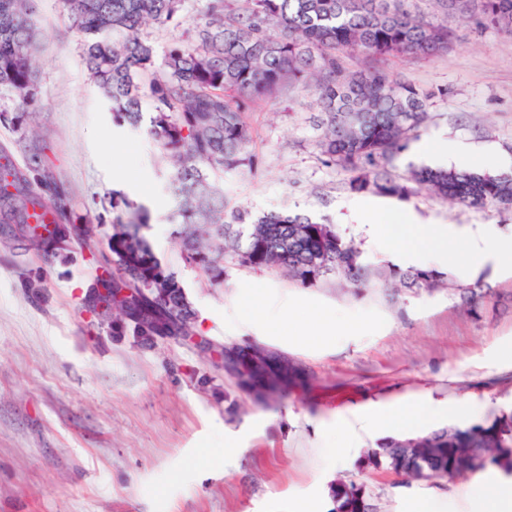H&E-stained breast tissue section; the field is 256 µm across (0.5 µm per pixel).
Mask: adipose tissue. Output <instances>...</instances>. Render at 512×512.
<instances>
[{"label":"adipose tissue","mask_w":512,"mask_h":512,"mask_svg":"<svg viewBox=\"0 0 512 512\" xmlns=\"http://www.w3.org/2000/svg\"><path fill=\"white\" fill-rule=\"evenodd\" d=\"M363 216L374 223L385 252L413 255L422 262L477 272L487 261L512 270V245L489 239L482 230L464 231L452 224L418 223L402 209L363 206ZM455 405L405 400L369 416L368 422L384 436L413 432L426 421L452 415ZM474 512H512V476L495 475L475 491Z\"/></svg>","instance_id":"obj_1"}]
</instances>
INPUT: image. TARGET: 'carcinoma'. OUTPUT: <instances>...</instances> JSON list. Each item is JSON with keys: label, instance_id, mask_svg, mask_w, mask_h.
I'll use <instances>...</instances> for the list:
<instances>
[{"label": "carcinoma", "instance_id": "cac0c4a2", "mask_svg": "<svg viewBox=\"0 0 512 512\" xmlns=\"http://www.w3.org/2000/svg\"><path fill=\"white\" fill-rule=\"evenodd\" d=\"M185 0H65L84 35L83 62L118 126H146L168 165L173 201L168 221L178 225L179 256L186 267L204 273L214 287L224 285V256L242 267L276 268L303 284L335 274L358 288L370 279L397 280L405 288L429 289L440 280L435 269L368 266L361 251L333 224L302 213L254 216L224 192V174L258 168L252 105L289 82L308 84L322 114L316 142L327 165L351 176L347 188L399 202L410 199V184L469 207L512 208V177L467 168L412 167L404 178L385 166L408 151L413 133L426 121L435 92L426 91L375 67L347 70L349 53L378 60L445 54L452 37L445 21L412 12L408 0H207L206 20L194 27L195 41L173 44L162 71L155 69L153 44L141 36L149 21L175 28L186 22ZM443 13H476L480 23L512 30V0H437ZM34 0H0V93L26 108L34 100L33 59L37 30ZM153 112L144 116L141 99ZM27 112H0V123L26 134ZM125 211L113 218L120 229L108 247L107 278L93 276L91 288H127L145 293L124 305L97 295L106 304L104 320L133 334L195 336V313L178 273L155 254L143 228L146 207L122 199ZM0 222L10 236L40 253L44 264L67 263L76 241L92 225L69 206V192L46 169L33 176L10 170L0 174ZM322 247L330 263H315ZM22 287L39 298L46 278L29 274ZM238 386L264 404L294 382L288 370L269 360L244 359L235 374ZM405 438H390L367 452L366 466L411 478L427 477V458L436 479L464 477L493 466L512 474V414L499 413L482 425L452 426L418 437L419 450L403 453ZM354 483L332 487L331 512H355Z\"/></svg>", "mask_w": 512, "mask_h": 512}]
</instances>
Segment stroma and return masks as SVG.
Returning <instances> with one entry per match:
<instances>
[{
    "label": "stroma",
    "mask_w": 512,
    "mask_h": 512,
    "mask_svg": "<svg viewBox=\"0 0 512 512\" xmlns=\"http://www.w3.org/2000/svg\"><path fill=\"white\" fill-rule=\"evenodd\" d=\"M204 0H186L178 29L148 23L143 34L163 59L174 41H193ZM37 97L27 139L0 124V160L26 168L37 154L93 224L91 251L107 252L113 194L152 204L145 234L178 272L197 313L201 344L174 337L142 345L113 334L83 307L93 264L82 251L42 269L34 251L5 249L0 233V512H331L330 487L364 486L379 512H414L422 494L446 495L450 512L494 468L437 482L362 467L380 438L361 419L412 397L464 407L444 425L470 427L512 409V273L485 264L473 276L448 269L432 289L379 283L351 287L335 275L304 285L274 268L225 262L224 285L184 267L164 163L146 130L113 124L82 65L83 37L63 0H35ZM453 40L435 58L383 61L382 69L434 91L418 138H443L482 153L488 174H512V34L449 13ZM311 88L292 84L258 101L252 122L256 174L228 176L233 202L259 215L300 212L335 224L365 262L388 256L356 220L341 166L324 165ZM425 224L485 227L512 243V208L476 210L416 187L406 204ZM45 270L44 298L32 301L25 275ZM475 299L464 300L466 289ZM258 295L273 312L244 315ZM333 316L341 328L323 336ZM257 344L303 368L310 381L270 406H255L225 371L226 348ZM352 420V458L332 453L327 431Z\"/></svg>",
    "instance_id": "1"
}]
</instances>
